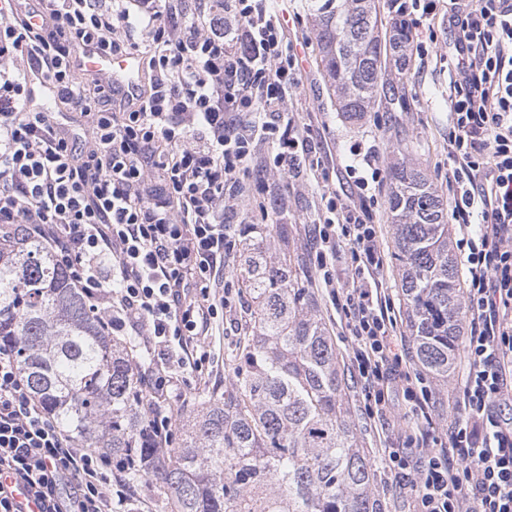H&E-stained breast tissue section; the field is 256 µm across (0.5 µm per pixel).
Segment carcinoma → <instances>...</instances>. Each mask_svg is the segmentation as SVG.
Segmentation results:
<instances>
[{
	"instance_id": "cac0c4a2",
	"label": "carcinoma",
	"mask_w": 512,
	"mask_h": 512,
	"mask_svg": "<svg viewBox=\"0 0 512 512\" xmlns=\"http://www.w3.org/2000/svg\"><path fill=\"white\" fill-rule=\"evenodd\" d=\"M308 10L336 111L349 122L380 105L409 111V32L383 22L380 0H308ZM392 154L388 211L409 332L419 367L446 386L465 318L448 205L410 143ZM285 232L248 225L238 277L251 336L229 358L232 383L196 397L170 448L153 446L152 399L127 341L36 240L0 241V347L65 430L130 482L155 483L168 512H382L332 336L288 255L272 254V235Z\"/></svg>"
}]
</instances>
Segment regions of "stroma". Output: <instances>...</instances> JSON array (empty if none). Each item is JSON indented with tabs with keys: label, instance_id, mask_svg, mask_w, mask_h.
<instances>
[{
	"label": "stroma",
	"instance_id": "obj_1",
	"mask_svg": "<svg viewBox=\"0 0 512 512\" xmlns=\"http://www.w3.org/2000/svg\"><path fill=\"white\" fill-rule=\"evenodd\" d=\"M276 10L284 20V29L291 40L302 46L304 61L297 73L292 92L298 102L301 123L309 125L325 161L326 176L320 181L298 183L287 176L259 168L249 170L244 181L248 186L245 195L230 198L233 224H271L280 222L287 226L288 254L296 268L298 281L313 288L308 276V256L312 247L310 225L319 207L321 195L334 192L342 196L355 193L356 188L344 173V160L352 145L361 143L377 148L383 167H390L394 157L390 146L396 141L409 142L412 156L426 170L440 194L448 192V28L435 24L433 29H422L421 41L428 55L425 60H410V79L405 90L411 106L407 112H370L358 123L345 122L336 110V101L327 90L317 66L315 31L306 13L305 0H278ZM31 108H48L62 129L72 131L81 141L94 137L89 117L72 112L68 104L56 93L40 83L37 75L29 77ZM388 184H381L374 192L370 206L373 223L377 224L384 249V286L395 302L397 311L405 305L400 290L397 262L394 258L393 227L387 215ZM285 196L288 210L281 216H262V208H273L272 193ZM318 313L325 322L336 344L340 365L347 379L345 399L359 436V445L368 452L376 464L375 492L383 504V512H409L402 499L393 496L391 479L381 468V448L385 432L397 433L406 429L409 419L400 414L390 419L388 430H381L379 423L369 419L364 411L362 389L358 377L349 366L348 354L351 338L341 323L328 292L313 288ZM250 307L246 297L232 301L224 310L223 323L213 324L211 336V361L204 373L184 371L187 395L176 403L175 412L192 407L196 396L204 390L221 388L233 379L227 362L228 353L235 349L250 330Z\"/></svg>",
	"mask_w": 512,
	"mask_h": 512
}]
</instances>
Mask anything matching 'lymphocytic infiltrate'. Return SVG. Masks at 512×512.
Segmentation results:
<instances>
[{"label":"lymphocytic infiltrate","instance_id":"lymphocytic-infiltrate-1","mask_svg":"<svg viewBox=\"0 0 512 512\" xmlns=\"http://www.w3.org/2000/svg\"><path fill=\"white\" fill-rule=\"evenodd\" d=\"M12 2L0 0V239L47 244L106 328L155 359L144 375L164 408L150 426L168 447L177 371L209 365L205 337L232 296L224 258L238 241L225 190L239 186L259 136L276 144L277 170L296 177L300 163L323 166L286 114L299 55L267 0H221L190 18L173 0L131 9L41 0L37 16ZM448 29V208L467 335L446 437L436 434L435 389L396 344L365 202L382 176L374 148L351 147L345 172L357 199L325 195L309 267L353 338L367 415L394 411L397 395L414 419L382 450L414 512H512V0H448ZM90 41L109 56L145 46L149 90L125 101L108 77L76 82L73 58ZM19 58L92 118L94 141L77 144L28 109ZM19 482L40 512H123L134 497L111 458L66 432L1 348L0 512H17L9 486Z\"/></svg>","mask_w":512,"mask_h":512}]
</instances>
